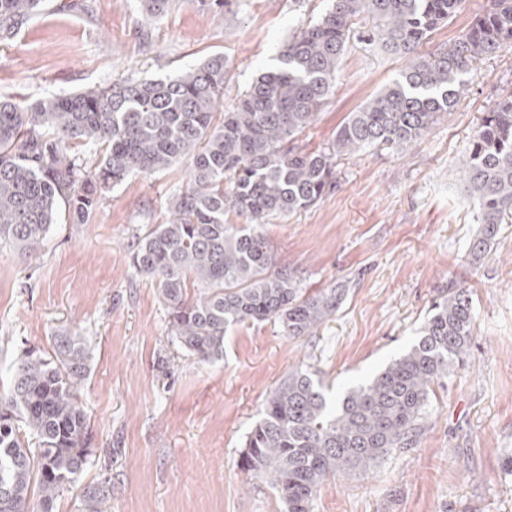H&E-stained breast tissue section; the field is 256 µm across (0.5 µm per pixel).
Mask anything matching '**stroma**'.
<instances>
[{
    "mask_svg": "<svg viewBox=\"0 0 512 512\" xmlns=\"http://www.w3.org/2000/svg\"><path fill=\"white\" fill-rule=\"evenodd\" d=\"M328 4L235 0L227 11L175 0L147 26L140 0H47L0 42V97L32 103L119 76L172 78L220 54L229 105L275 66L299 22L320 17ZM491 4L463 0L420 55L447 48ZM409 63L350 40L333 93L297 145L329 144L344 118ZM507 88L512 44L479 62L452 111L420 141L347 156L323 199L265 223L279 265L305 287L349 289L336 315L303 340L271 322L239 326L227 334L223 357L206 364L172 345L165 306L132 266L130 246L168 221L170 198L187 182L184 162L105 192L86 223L60 209L33 256L0 246V390L22 351L51 354L56 333H81L93 349L80 389L89 463L54 512H79L81 487L104 478L112 512H283L268 485L241 466L268 394L304 363L336 394L364 382L415 342L452 285L472 297V345L437 388L416 444L374 470L326 480L311 512H512V220L470 264L479 208L460 165Z\"/></svg>",
    "mask_w": 512,
    "mask_h": 512,
    "instance_id": "35a3bbf8",
    "label": "stroma"
}]
</instances>
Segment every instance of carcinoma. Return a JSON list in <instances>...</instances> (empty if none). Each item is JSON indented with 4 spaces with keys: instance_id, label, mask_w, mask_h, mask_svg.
<instances>
[{
    "instance_id": "1",
    "label": "carcinoma",
    "mask_w": 512,
    "mask_h": 512,
    "mask_svg": "<svg viewBox=\"0 0 512 512\" xmlns=\"http://www.w3.org/2000/svg\"><path fill=\"white\" fill-rule=\"evenodd\" d=\"M171 0H142L146 17ZM462 0H331L303 22L227 111L224 56L174 79H116L107 87L22 105L0 98V243L37 251L60 206L85 222L98 199L137 174L150 176L184 158L188 181L173 196L171 219L140 237L136 270L152 278L169 317L170 337L198 362L219 359L229 330L274 321L291 338L312 336L348 294L341 285L311 292L276 268L262 230L268 217L305 209L337 186L351 152L404 149L452 111L478 61L512 43V0H493L448 48L418 47L451 19ZM45 0H0V40L13 38ZM362 19L374 22L356 34ZM411 59L374 99L351 112L335 139L305 152L296 137L331 94L339 59L353 36ZM102 144L87 169L70 147ZM464 179L479 206L472 261L490 250L512 215V90L500 93L474 133ZM234 211L250 222L225 221ZM475 310L469 292L448 286L407 351L364 383L330 400L319 370L303 364L267 397L248 433L243 468L267 483L285 512H311L318 488L338 474L368 472L412 447L431 407L468 355ZM53 353L17 357L0 392V512H52L89 462L88 421L79 389L92 351L83 336L52 337ZM110 480L89 485L80 512H107Z\"/></svg>"
}]
</instances>
